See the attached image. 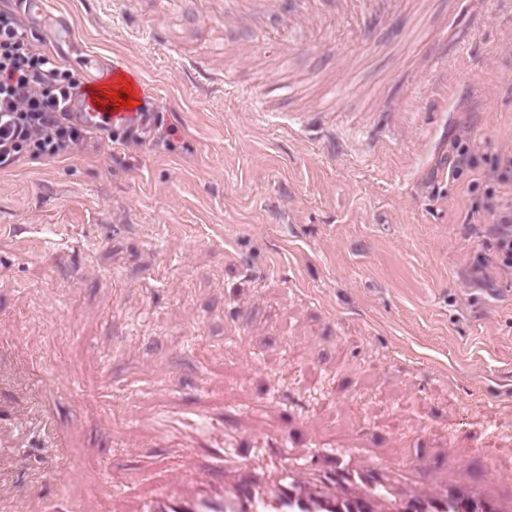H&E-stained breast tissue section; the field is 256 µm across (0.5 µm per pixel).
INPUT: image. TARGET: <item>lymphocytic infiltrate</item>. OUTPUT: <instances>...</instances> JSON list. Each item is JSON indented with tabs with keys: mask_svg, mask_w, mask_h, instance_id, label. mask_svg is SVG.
<instances>
[{
	"mask_svg": "<svg viewBox=\"0 0 512 512\" xmlns=\"http://www.w3.org/2000/svg\"><path fill=\"white\" fill-rule=\"evenodd\" d=\"M24 0H0V168L25 154L54 160L69 154L91 132L74 121L81 80L25 35ZM495 181L502 195L473 205L489 213L494 260L512 271V154L497 156Z\"/></svg>",
	"mask_w": 512,
	"mask_h": 512,
	"instance_id": "lymphocytic-infiltrate-1",
	"label": "lymphocytic infiltrate"
}]
</instances>
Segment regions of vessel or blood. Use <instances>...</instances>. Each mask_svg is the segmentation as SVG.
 I'll list each match as a JSON object with an SVG mask.
<instances>
[{
    "label": "vessel or blood",
    "instance_id": "1",
    "mask_svg": "<svg viewBox=\"0 0 512 512\" xmlns=\"http://www.w3.org/2000/svg\"><path fill=\"white\" fill-rule=\"evenodd\" d=\"M411 0H199L204 19L257 24L277 19L274 41L283 53L295 45L291 34L298 29L333 28L353 24L366 34L392 26ZM49 0H27V12L51 16L57 37H74L71 17L50 14ZM209 81H222L225 95L236 91L230 70L198 62ZM76 122L90 130L131 132L148 121V113L113 98L83 97L74 114ZM349 449L329 469H316L284 461L275 481L257 479L249 464H242L237 478L226 482L224 452L214 450L215 463L204 472L172 471L153 497L147 512H512V499L491 490L484 477L463 485L435 486L426 476V461L418 459L405 469L413 487L398 494L393 490L389 465L378 458L352 467Z\"/></svg>",
    "mask_w": 512,
    "mask_h": 512
}]
</instances>
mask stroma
Instances as JSON below:
<instances>
[{
    "mask_svg": "<svg viewBox=\"0 0 512 512\" xmlns=\"http://www.w3.org/2000/svg\"><path fill=\"white\" fill-rule=\"evenodd\" d=\"M53 2L74 25L63 63L85 83L138 82L155 122L138 141L0 169V336L19 339L0 350V393L19 415L48 412L63 442L0 452V498L143 512L168 470L208 465L210 448L227 475L239 446L274 473L265 447L283 435L300 460L313 440H355L396 467L429 454L435 481L465 483L487 428V474L512 494V274L493 262L488 214L466 221L512 152L507 0L487 5L476 45L461 43L473 17L457 0H418L356 56L330 33L278 55L260 34L203 27L198 0H113L164 45ZM444 55L437 91L424 70ZM181 58L223 61L244 96L201 90ZM345 71L334 111H315ZM297 111L303 137L288 131ZM459 143L475 166L454 177ZM164 410L179 419L166 430ZM68 469L80 477L64 489Z\"/></svg>",
    "mask_w": 512,
    "mask_h": 512,
    "instance_id": "stroma-1",
    "label": "stroma"
}]
</instances>
